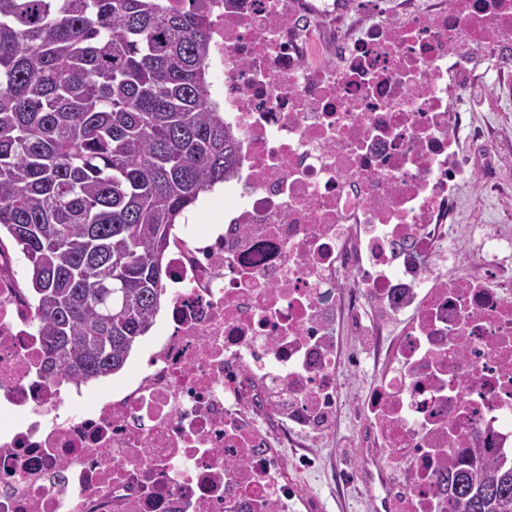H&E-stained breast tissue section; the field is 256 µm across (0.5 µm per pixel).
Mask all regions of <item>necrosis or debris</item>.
Returning <instances> with one entry per match:
<instances>
[{"label":"necrosis or debris","instance_id":"1","mask_svg":"<svg viewBox=\"0 0 512 512\" xmlns=\"http://www.w3.org/2000/svg\"><path fill=\"white\" fill-rule=\"evenodd\" d=\"M204 5L239 161L223 211L178 228L146 364L45 381L0 254V512H317L283 450L341 409L346 319L399 326L363 413L371 512H456L449 462L512 456V239H482L471 278L437 271L466 168L448 62L511 45L512 0Z\"/></svg>","mask_w":512,"mask_h":512}]
</instances>
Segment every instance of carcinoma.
I'll list each match as a JSON object with an SVG mask.
<instances>
[{
    "label": "carcinoma",
    "instance_id": "cac0c4a2",
    "mask_svg": "<svg viewBox=\"0 0 512 512\" xmlns=\"http://www.w3.org/2000/svg\"><path fill=\"white\" fill-rule=\"evenodd\" d=\"M208 29L202 0H0V236L27 260L48 381L124 368L175 224L237 165ZM445 481L460 512H512V458L472 452Z\"/></svg>",
    "mask_w": 512,
    "mask_h": 512
}]
</instances>
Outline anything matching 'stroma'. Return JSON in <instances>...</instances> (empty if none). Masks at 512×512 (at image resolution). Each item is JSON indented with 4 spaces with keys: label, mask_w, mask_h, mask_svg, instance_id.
<instances>
[{
    "label": "stroma",
    "mask_w": 512,
    "mask_h": 512,
    "mask_svg": "<svg viewBox=\"0 0 512 512\" xmlns=\"http://www.w3.org/2000/svg\"><path fill=\"white\" fill-rule=\"evenodd\" d=\"M480 73L478 84H466L459 108L469 116L471 128L492 123L496 113L512 114V94L501 89L502 74H512V54L476 53L458 74ZM463 153L471 160L480 180L512 181V130L486 144L471 137L462 139ZM452 241L456 248L469 244L471 227L487 235L512 232V198L476 192L469 180H461L456 190ZM342 358L343 409L333 432L317 437H301L298 447L287 449L291 467L301 470L306 493L319 498L322 512H370L358 469L363 455L360 434L361 405L384 371L383 359H370L360 336L346 330L339 336Z\"/></svg>",
    "instance_id": "35a3bbf8"
}]
</instances>
